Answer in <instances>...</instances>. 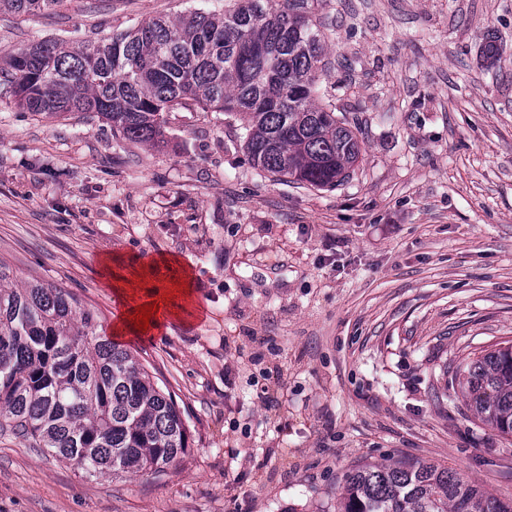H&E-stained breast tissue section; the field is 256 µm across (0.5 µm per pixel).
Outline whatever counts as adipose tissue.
Returning a JSON list of instances; mask_svg holds the SVG:
<instances>
[{
	"mask_svg": "<svg viewBox=\"0 0 512 512\" xmlns=\"http://www.w3.org/2000/svg\"><path fill=\"white\" fill-rule=\"evenodd\" d=\"M172 256L134 258L125 260L112 254H105L101 261V275L106 288L118 300L121 311L113 324L111 335L121 341L140 340L144 332L139 331L132 318L137 307L158 303L157 314L151 317L150 331H158L172 322L188 325L198 319L200 306L195 301L194 278L190 272H183L180 279L172 281L164 290L143 291L141 281L157 274L161 269L175 265Z\"/></svg>",
	"mask_w": 512,
	"mask_h": 512,
	"instance_id": "obj_1",
	"label": "adipose tissue"
}]
</instances>
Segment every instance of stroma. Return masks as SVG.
Returning <instances> with one entry per match:
<instances>
[{
    "label": "stroma",
    "mask_w": 512,
    "mask_h": 512,
    "mask_svg": "<svg viewBox=\"0 0 512 512\" xmlns=\"http://www.w3.org/2000/svg\"><path fill=\"white\" fill-rule=\"evenodd\" d=\"M224 0H65L0 17L28 46L107 37ZM324 102L362 155L317 189L254 167L234 116L170 113L165 143L0 98V260L70 292L109 335L100 259L164 253L201 317L128 345L177 401L189 454L164 474L89 476L0 426V512H336L345 478L436 463L512 500V436L454 380L512 342V0H327ZM267 399H260V392Z\"/></svg>",
    "instance_id": "stroma-1"
}]
</instances>
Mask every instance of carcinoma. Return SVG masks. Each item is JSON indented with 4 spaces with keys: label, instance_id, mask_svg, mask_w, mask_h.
<instances>
[{
    "label": "carcinoma",
    "instance_id": "carcinoma-1",
    "mask_svg": "<svg viewBox=\"0 0 512 512\" xmlns=\"http://www.w3.org/2000/svg\"><path fill=\"white\" fill-rule=\"evenodd\" d=\"M64 0H0V15H36ZM224 14L152 18L71 47L43 41L0 68V93L36 114L85 112L123 138L164 141L168 116L193 106L236 115L252 164L317 188L349 178L358 120L318 103L327 44L323 0H228ZM505 60L486 38L483 66ZM97 315L63 288L20 282L0 261V425L86 473L158 475L180 462L188 429L157 378L124 346L95 341ZM481 420L512 436V344L461 370ZM336 512H512L452 469L401 460L348 475Z\"/></svg>",
    "mask_w": 512,
    "mask_h": 512
}]
</instances>
